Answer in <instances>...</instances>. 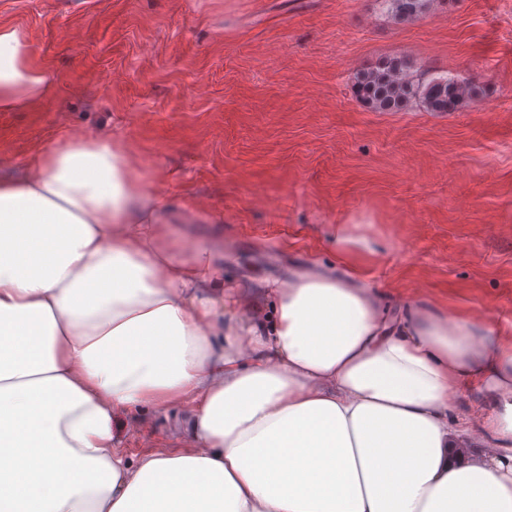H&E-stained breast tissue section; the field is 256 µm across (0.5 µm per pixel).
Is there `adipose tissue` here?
Here are the masks:
<instances>
[{
  "label": "adipose tissue",
  "mask_w": 512,
  "mask_h": 512,
  "mask_svg": "<svg viewBox=\"0 0 512 512\" xmlns=\"http://www.w3.org/2000/svg\"><path fill=\"white\" fill-rule=\"evenodd\" d=\"M50 87L0 25V110ZM124 153L69 137L0 176V512H512L511 324L388 302L345 224L338 271L225 291ZM176 404L184 448L122 451Z\"/></svg>",
  "instance_id": "obj_1"
}]
</instances>
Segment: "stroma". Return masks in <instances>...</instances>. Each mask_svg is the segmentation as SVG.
I'll return each mask as SVG.
<instances>
[{
	"instance_id": "stroma-1",
	"label": "stroma",
	"mask_w": 512,
	"mask_h": 512,
	"mask_svg": "<svg viewBox=\"0 0 512 512\" xmlns=\"http://www.w3.org/2000/svg\"><path fill=\"white\" fill-rule=\"evenodd\" d=\"M2 24L54 84L0 111V175L50 140L118 136L181 232L223 250L227 287L335 267L348 220L390 298L512 323V0H431L409 22L378 0H0ZM389 59L482 91L372 111L354 80ZM188 414L131 412L121 446L183 447Z\"/></svg>"
}]
</instances>
